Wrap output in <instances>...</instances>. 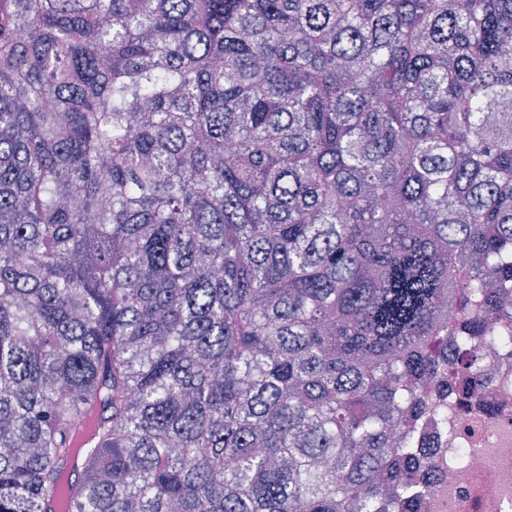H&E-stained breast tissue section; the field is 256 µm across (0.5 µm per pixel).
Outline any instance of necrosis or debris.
Here are the masks:
<instances>
[{
	"instance_id": "1",
	"label": "necrosis or debris",
	"mask_w": 512,
	"mask_h": 512,
	"mask_svg": "<svg viewBox=\"0 0 512 512\" xmlns=\"http://www.w3.org/2000/svg\"><path fill=\"white\" fill-rule=\"evenodd\" d=\"M483 358L489 377L476 392L452 373L431 388L448 419L422 423L416 512H512V347L487 343Z\"/></svg>"
}]
</instances>
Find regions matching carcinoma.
Masks as SVG:
<instances>
[{
  "instance_id": "1",
  "label": "carcinoma",
  "mask_w": 512,
  "mask_h": 512,
  "mask_svg": "<svg viewBox=\"0 0 512 512\" xmlns=\"http://www.w3.org/2000/svg\"><path fill=\"white\" fill-rule=\"evenodd\" d=\"M450 336L512 344V0H0V512H407Z\"/></svg>"
}]
</instances>
